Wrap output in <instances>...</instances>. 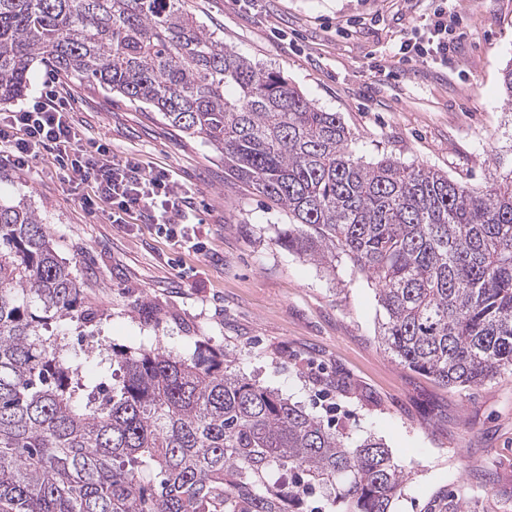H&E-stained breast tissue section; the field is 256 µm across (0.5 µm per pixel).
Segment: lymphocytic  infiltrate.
<instances>
[{"label":"lymphocytic infiltrate","mask_w":512,"mask_h":512,"mask_svg":"<svg viewBox=\"0 0 512 512\" xmlns=\"http://www.w3.org/2000/svg\"><path fill=\"white\" fill-rule=\"evenodd\" d=\"M456 48L448 0H437L425 39L401 43L399 52L424 63L444 64ZM48 154L58 160L65 184L89 187L82 198L86 208L102 212L125 231L139 222L157 225L174 245L198 249L188 224L195 207L192 191L178 185L167 169L136 157L114 158L106 142L78 130L53 89L0 113V165L26 169Z\"/></svg>","instance_id":"f902f5d3"}]
</instances>
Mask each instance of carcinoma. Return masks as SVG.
Wrapping results in <instances>:
<instances>
[{
    "label": "carcinoma",
    "mask_w": 512,
    "mask_h": 512,
    "mask_svg": "<svg viewBox=\"0 0 512 512\" xmlns=\"http://www.w3.org/2000/svg\"><path fill=\"white\" fill-rule=\"evenodd\" d=\"M37 61L208 142L288 213L280 246L331 272L349 257L378 287L379 339L400 364L446 386L512 372V172L480 190L364 164L338 113L224 47L185 0H0V104ZM63 320L90 321L76 277L34 210L0 204V512H304L317 487L330 512H390L401 493L380 440L347 446L222 354H117L95 396L60 355Z\"/></svg>",
    "instance_id": "cac0c4a2"
}]
</instances>
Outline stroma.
<instances>
[{"instance_id":"stroma-1","label":"stroma","mask_w":512,"mask_h":512,"mask_svg":"<svg viewBox=\"0 0 512 512\" xmlns=\"http://www.w3.org/2000/svg\"><path fill=\"white\" fill-rule=\"evenodd\" d=\"M225 47L280 72L318 108L338 113L364 162L390 157L483 188L512 172V0H450L459 52L445 64L402 57L426 30L429 0H187ZM55 87L86 135L114 157L171 170L196 197L201 253L153 224L124 232L86 209L53 156L0 169V204L34 209L96 312L69 327L67 354L90 382L114 353L156 345L224 353L355 446L382 440L407 476L391 512H427L459 492L467 512H512V373L449 387L399 364L378 339L375 283L349 261L327 271L279 246L285 215L224 173L202 139L154 112L79 82Z\"/></svg>"}]
</instances>
